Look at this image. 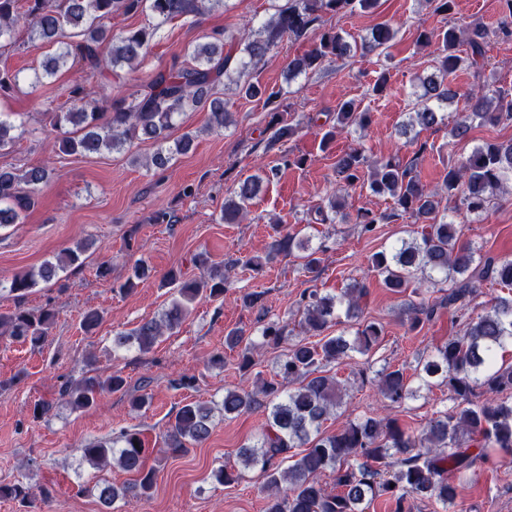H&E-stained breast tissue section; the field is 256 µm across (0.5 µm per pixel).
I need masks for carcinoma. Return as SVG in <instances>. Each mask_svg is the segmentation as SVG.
Segmentation results:
<instances>
[{
	"label": "carcinoma",
	"instance_id": "1",
	"mask_svg": "<svg viewBox=\"0 0 512 512\" xmlns=\"http://www.w3.org/2000/svg\"><path fill=\"white\" fill-rule=\"evenodd\" d=\"M378 0H285V5L241 43L236 76L230 75L231 55L224 53L229 37H216L197 43L188 50L190 62L176 63L156 72L140 94L127 101L109 100L107 95L92 97L84 85L69 89L71 106L51 113L55 147L59 152L82 156L130 148L136 140H152L159 148L151 164L162 169L176 155L188 153L195 132L170 139L175 118L189 109L207 108L206 130L222 132L230 122L224 100L211 98L215 85L231 79L237 94L264 100L270 108L265 148L284 144L296 133L279 109L281 91L268 90L252 81L250 68L279 47L284 38L299 40L317 34L313 47L289 64L291 75L306 74L337 58L361 53L384 52L396 31L387 23L373 27L356 44L348 42L336 28L324 27L323 14L352 12L359 7L373 9ZM501 15L493 29L484 26L419 32L416 44L433 47L437 53L434 72L418 77L412 111L396 128L397 135L418 143L420 131L448 124L456 142H467L475 127L512 123V89L497 87L484 75L486 45L490 38L512 40V0H500ZM223 5V0H0V41L10 40L17 30H28L30 42L55 45L54 53L41 63L37 79L54 78L69 61L83 60L94 71H114L141 64L158 26L112 31L115 14L151 13L162 22L188 15H202ZM466 53L458 54V46ZM467 67L474 82L464 95L453 89L448 77ZM20 85L19 73L0 68V94ZM464 98L462 110L444 112L448 103ZM373 115L355 100L342 102L333 113V123L323 135V143L350 130H365ZM33 134L25 124H15L0 113V150ZM170 146H165L168 141ZM336 186L342 190L367 181L376 195L390 199L382 211L361 210L354 223L363 235L376 225L411 216L421 225L419 236L401 239L374 253L371 271L381 277L385 288L395 295L411 291L415 299L404 304L405 321L414 330L430 320L437 310L452 308L462 318L459 334L428 355L417 356L414 373L404 367H385L378 372L377 390L386 405L400 406L418 396L422 389L446 386L454 405L440 411L420 430L402 425L397 418L363 415L347 420L336 432L327 434L322 425L345 405L346 387L328 374L330 364H349L356 357H368L380 343L384 328L370 321L358 324L350 336L332 334V327L359 317L366 286L354 282L338 296L305 290L297 301L301 318L298 326L306 336H317L315 343L302 340L277 356L275 378L262 380L252 392L228 390L224 393V416L261 409L266 414L261 437L237 451L244 469L255 467L266 476L270 492L266 512H368L376 498L395 501L397 512H405L410 498L430 499L448 507L459 489L480 464L491 461L500 451L512 454V362L502 360L512 347V293L498 296L489 310L477 317L468 315L477 288L489 281L512 290V258L486 257L482 248L462 243L457 225L440 213L443 196L454 197L457 209L480 215L496 203L505 187L512 184V138L475 145L459 163L444 169L441 183H424L416 171V160L406 161L391 153L368 160L361 147L350 148L336 158ZM53 169L47 165L25 170L0 168V228L22 224L25 213L36 203L49 183ZM263 178L253 176L240 182L224 198L221 219L237 224L248 216L250 201L260 190ZM332 194L314 209L322 224L348 220L341 200ZM310 239L297 232L277 231L267 259L295 256L302 267L315 273L321 265ZM85 247L63 250L57 262H44L39 268L14 275L10 291L23 298L42 282L52 280L58 270L77 264ZM150 276L149 268L137 264L120 285L129 291ZM449 283L442 295L427 297L429 283L438 287ZM228 278L207 272L185 280L171 272L163 287L173 290L168 306L158 319L139 325L133 331L112 336V350L137 345L148 353L165 333L181 326L200 299L210 301L224 296ZM244 305L258 309L259 340L235 327L224 336V344L238 350V365L244 372L255 365V346L277 350L288 343V323L265 321L263 294L247 293ZM56 313L45 308H21L0 312V333L30 343L42 344L55 323ZM126 379L114 371L105 378L84 375L65 385L60 396L73 410H86L105 393L124 388ZM212 410L197 401L183 404L163 432L164 444L172 455L206 441L211 432ZM302 452L294 456L291 449ZM82 458L100 469L112 463L135 479L120 487L106 480L93 486L105 512L117 500H141L150 496L156 470L146 468L148 448L141 432L125 428L106 440H97L80 449ZM288 467L281 468L283 463ZM335 474L334 486L320 481L326 471ZM0 500L30 504L29 488L22 482L0 484Z\"/></svg>",
	"mask_w": 512,
	"mask_h": 512
}]
</instances>
